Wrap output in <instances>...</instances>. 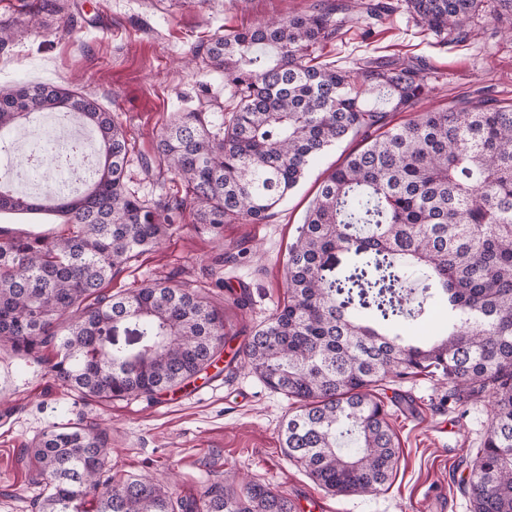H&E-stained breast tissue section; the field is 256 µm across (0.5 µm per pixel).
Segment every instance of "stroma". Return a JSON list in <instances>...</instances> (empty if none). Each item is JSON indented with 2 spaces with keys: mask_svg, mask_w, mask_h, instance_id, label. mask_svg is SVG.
<instances>
[{
  "mask_svg": "<svg viewBox=\"0 0 512 512\" xmlns=\"http://www.w3.org/2000/svg\"><path fill=\"white\" fill-rule=\"evenodd\" d=\"M36 0H0V21L15 36L0 49V85L71 84L117 115L130 143L127 175L139 195L173 194L177 186L146 175L142 164L174 113L207 101L225 102L224 76L189 63L191 49L224 31L309 9L314 0H65L29 27ZM380 18L348 12L321 62L349 67L361 59L400 55L425 61L436 88L418 111L464 107L484 99L512 103V11L487 0L479 17L440 45L410 17L401 0H385ZM349 139L329 150L292 189L266 224H228L223 238L175 225L163 247L116 276L112 292H127L156 277L176 275L190 287L213 288L237 327L268 318L283 298L288 245L302 224L320 181L357 147ZM0 230L62 236L70 231L48 214H5ZM250 295L235 308L231 292ZM226 343L220 374L187 389L144 400L100 404L78 397L54 379L48 362L0 349V512H35L42 488L25 450L48 426L95 423L111 437L107 468L114 478H167L174 496H194L226 473L259 482L289 498L319 499L323 512H468L467 479L491 417L489 399L450 398L436 377L385 383L384 401L400 448L389 487L372 495L332 496L284 454L280 423L288 399L268 389Z\"/></svg>",
  "mask_w": 512,
  "mask_h": 512,
  "instance_id": "35a3bbf8",
  "label": "stroma"
}]
</instances>
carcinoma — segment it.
<instances>
[{
  "mask_svg": "<svg viewBox=\"0 0 512 512\" xmlns=\"http://www.w3.org/2000/svg\"><path fill=\"white\" fill-rule=\"evenodd\" d=\"M442 44L482 12L484 0H405ZM336 6L229 29L193 49L224 73L231 104L177 112L156 141L153 163L183 194L147 199L127 181L122 124L66 87H0V134L36 113L66 112L98 143L93 176L75 194L22 195L0 177V214H52L68 236L0 239V348L53 353L51 371L100 403L153 402L215 366L226 340L224 308L171 277L128 294L108 284L160 247L184 212L195 231L223 237L226 224H266L331 146L360 131L322 181L288 248L286 298L253 326L244 364L292 401L284 453L335 496L384 489L399 443L378 387L389 377L432 374L457 395L491 396V420L464 487L470 512H512V105L484 101L420 112L387 127L433 91L424 66L393 57L355 68L316 61L344 21ZM356 258L333 276L336 253ZM421 285V297L408 298ZM446 322L430 341L408 330L428 303ZM133 346L110 341L114 332ZM109 435L67 423L26 449L44 483L38 512H295L259 484L208 485L174 498L152 477L103 481Z\"/></svg>",
  "mask_w": 512,
  "mask_h": 512,
  "instance_id": "obj_1",
  "label": "carcinoma"
}]
</instances>
